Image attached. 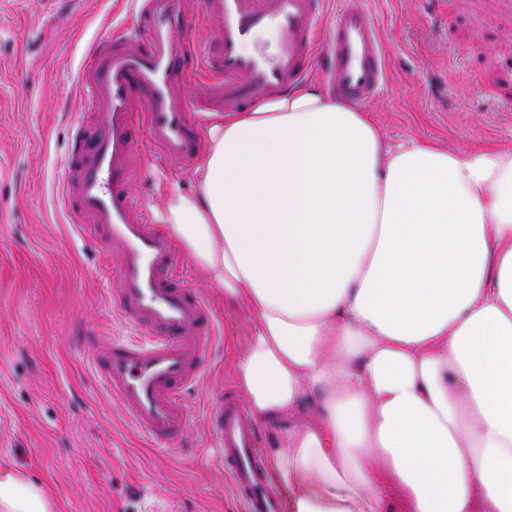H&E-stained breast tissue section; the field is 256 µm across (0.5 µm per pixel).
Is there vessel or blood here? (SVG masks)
Returning a JSON list of instances; mask_svg holds the SVG:
<instances>
[{
	"mask_svg": "<svg viewBox=\"0 0 512 512\" xmlns=\"http://www.w3.org/2000/svg\"><path fill=\"white\" fill-rule=\"evenodd\" d=\"M202 5L198 12L192 0H142L129 32L90 46L79 94L97 123L91 130L76 126L62 182L77 232L99 242L116 264L120 312L148 336L144 343L116 339L94 349L106 389L143 434L174 446L188 425L184 396L213 356L215 320L179 278L181 255L130 192L141 170L137 130L146 128L165 160L186 167L201 149L190 111L232 112L288 90L306 76L315 46L323 48L324 76L338 96L371 100L386 77L377 25L359 0L336 11L327 41L319 26L324 0ZM205 20L215 25L217 39L207 52L191 51L190 39ZM266 31L274 36L273 50L244 51L248 38ZM191 76L199 87L192 108L182 98ZM209 410L248 512H280L247 408L221 393Z\"/></svg>",
	"mask_w": 512,
	"mask_h": 512,
	"instance_id": "obj_1",
	"label": "vessel or blood"
}]
</instances>
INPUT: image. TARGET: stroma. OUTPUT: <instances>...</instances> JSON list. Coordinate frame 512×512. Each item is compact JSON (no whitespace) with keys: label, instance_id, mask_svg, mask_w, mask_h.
I'll return each mask as SVG.
<instances>
[{"label":"stroma","instance_id":"1","mask_svg":"<svg viewBox=\"0 0 512 512\" xmlns=\"http://www.w3.org/2000/svg\"><path fill=\"white\" fill-rule=\"evenodd\" d=\"M387 76L363 105L387 144L427 139L463 152L512 150V0H362ZM132 0H0V460L38 480L52 512H246L227 479L207 402L238 393L232 356L251 329L184 261L182 279L218 325L204 379L186 394L180 446L142 439L105 389L92 345L136 337L113 270L72 229L60 189L72 131L93 123L78 90L96 38L129 27ZM131 192L152 220L160 187L191 190L192 168L147 138Z\"/></svg>","mask_w":512,"mask_h":512}]
</instances>
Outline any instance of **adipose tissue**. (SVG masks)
I'll list each match as a JSON object with an SVG mask.
<instances>
[{
  "label": "adipose tissue",
  "instance_id": "adipose-tissue-1",
  "mask_svg": "<svg viewBox=\"0 0 512 512\" xmlns=\"http://www.w3.org/2000/svg\"><path fill=\"white\" fill-rule=\"evenodd\" d=\"M168 236L248 309L233 361L287 512H512V151L384 145L300 84L206 112ZM0 512H51L0 462Z\"/></svg>",
  "mask_w": 512,
  "mask_h": 512
}]
</instances>
